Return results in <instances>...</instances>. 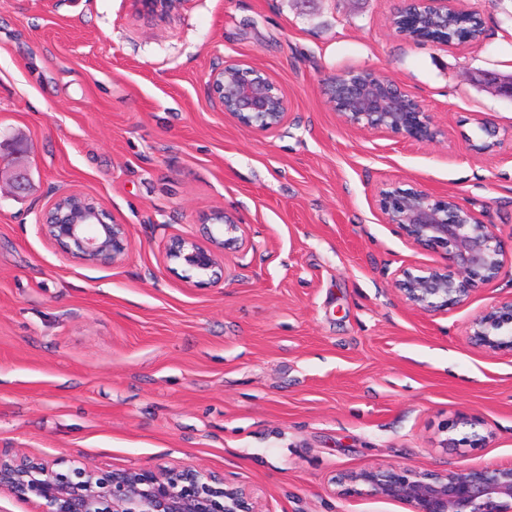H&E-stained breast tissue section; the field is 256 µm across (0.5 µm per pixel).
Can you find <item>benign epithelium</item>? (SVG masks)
Here are the masks:
<instances>
[{"label":"benign epithelium","mask_w":512,"mask_h":512,"mask_svg":"<svg viewBox=\"0 0 512 512\" xmlns=\"http://www.w3.org/2000/svg\"><path fill=\"white\" fill-rule=\"evenodd\" d=\"M151 12L168 15L180 0H137ZM403 6L448 21L455 0H403ZM480 81L512 100V75L481 74ZM207 88L224 114L249 132L272 134L287 120V96L258 67L226 61L208 74ZM328 99L343 122L361 130L432 142L442 134L431 113L399 83L369 73L350 72L330 81ZM376 205L414 246L440 254L441 262L417 271L400 268L393 286L413 309L436 312L466 302L482 284L512 265V242L500 238L481 215L453 195L437 197L410 181L382 184ZM203 223L207 243L190 235L169 239L164 259L222 280L223 258L240 253L245 227L224 211ZM38 230L67 259L80 264H114L130 247L125 225L109 222L94 198L75 190L58 193L40 214ZM468 342L491 353L512 356V298L471 321ZM362 484L374 496L407 505L410 512H512V466H474L457 472L420 471L412 466L374 467L338 478ZM35 501L40 512H261L246 489L195 467L100 471L77 460L52 466L29 459L0 457V493Z\"/></svg>","instance_id":"1"}]
</instances>
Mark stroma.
<instances>
[{"label": "stroma", "instance_id": "obj_1", "mask_svg": "<svg viewBox=\"0 0 512 512\" xmlns=\"http://www.w3.org/2000/svg\"><path fill=\"white\" fill-rule=\"evenodd\" d=\"M401 5L182 0L161 19L134 0H0L1 456L202 468L262 512H409L334 479L512 466V356L466 338L512 299V271L464 305L407 306L393 273L439 256L375 202L410 181L512 238V100L472 80L512 73V0H458L485 34L446 46L400 36ZM227 60L287 94L275 133L241 129L210 96ZM351 70L400 83L438 140L347 126L327 81ZM488 127L504 143L481 154ZM64 190L126 225L121 261L72 262L39 233ZM216 209L246 247L205 284L164 247ZM474 431L485 444L469 445Z\"/></svg>", "mask_w": 512, "mask_h": 512}]
</instances>
